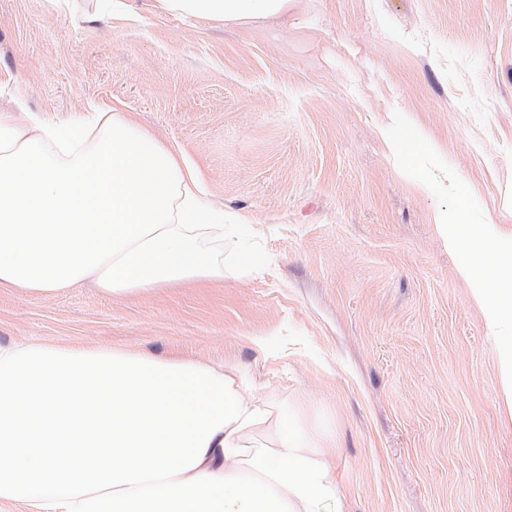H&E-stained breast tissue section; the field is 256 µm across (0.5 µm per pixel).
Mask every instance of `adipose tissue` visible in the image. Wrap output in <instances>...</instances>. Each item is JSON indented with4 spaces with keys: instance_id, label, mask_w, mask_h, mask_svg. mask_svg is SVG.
I'll use <instances>...</instances> for the list:
<instances>
[{
    "instance_id": "adipose-tissue-1",
    "label": "adipose tissue",
    "mask_w": 512,
    "mask_h": 512,
    "mask_svg": "<svg viewBox=\"0 0 512 512\" xmlns=\"http://www.w3.org/2000/svg\"><path fill=\"white\" fill-rule=\"evenodd\" d=\"M156 6L228 23L285 15L290 0ZM436 232L482 312L512 419V227L443 216ZM223 272V215L151 133L116 112L66 130L0 112V288L91 279L120 297ZM331 441L242 396L231 367L0 344V501L26 512H347Z\"/></svg>"
}]
</instances>
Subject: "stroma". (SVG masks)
<instances>
[{
  "instance_id": "stroma-1",
  "label": "stroma",
  "mask_w": 512,
  "mask_h": 512,
  "mask_svg": "<svg viewBox=\"0 0 512 512\" xmlns=\"http://www.w3.org/2000/svg\"><path fill=\"white\" fill-rule=\"evenodd\" d=\"M130 4L0 0V112L117 104L223 211L224 274L0 289V343L231 363L244 396L333 430L347 512H512L492 347L434 232L512 225V0H292L244 23Z\"/></svg>"
}]
</instances>
